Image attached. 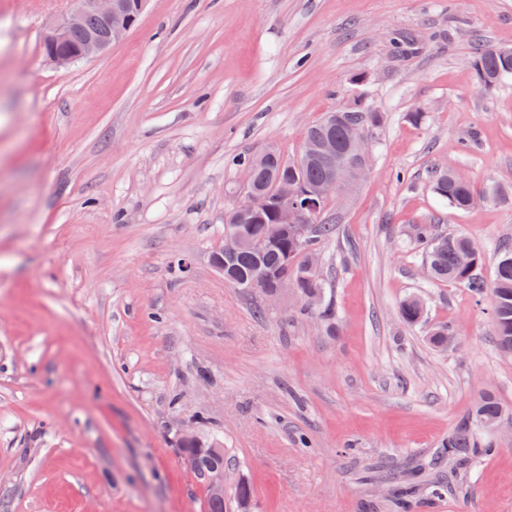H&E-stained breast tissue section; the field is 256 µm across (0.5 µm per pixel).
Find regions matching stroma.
Wrapping results in <instances>:
<instances>
[{"label": "stroma", "mask_w": 512, "mask_h": 512, "mask_svg": "<svg viewBox=\"0 0 512 512\" xmlns=\"http://www.w3.org/2000/svg\"><path fill=\"white\" fill-rule=\"evenodd\" d=\"M69 0H0V512H206L180 435L215 436L250 512H512V356L489 298L427 281L411 234L512 249V0H148L103 56L42 54ZM365 105L370 162L325 213L333 321L273 309L211 264L240 153L296 159ZM424 118L414 122L412 112ZM479 198L454 210L434 171ZM419 295L421 324L399 316ZM451 337L437 348L428 333ZM491 456L439 457L484 396ZM487 46L477 49L474 56L473 65L479 79L480 85L484 90H489L503 78L512 76V56L511 48H500Z\"/></svg>", "instance_id": "35a3bbf8"}]
</instances>
